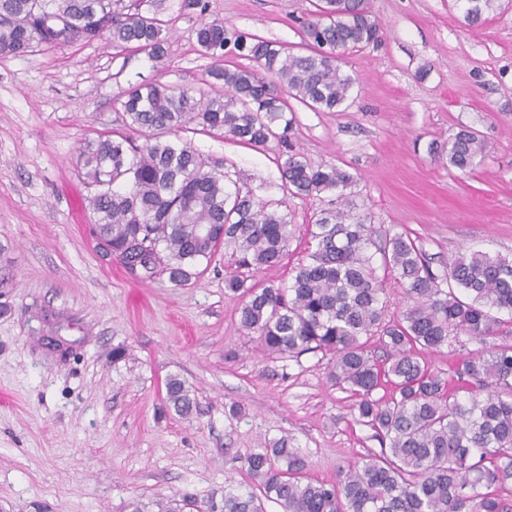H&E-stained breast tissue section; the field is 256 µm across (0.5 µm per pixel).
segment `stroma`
<instances>
[{"mask_svg": "<svg viewBox=\"0 0 512 512\" xmlns=\"http://www.w3.org/2000/svg\"><path fill=\"white\" fill-rule=\"evenodd\" d=\"M206 3L139 0L165 23L157 61L105 35L0 57V512H166L186 496L191 512H209L226 484L252 488L247 454L278 439L321 481L381 451L327 381L326 357L275 359L240 330V300L224 288L230 251L176 288L130 277L97 248L78 148L124 131L122 91L155 82L215 96L217 62L195 42L201 22L221 19L300 54L316 0ZM370 6L383 39L346 51L343 70L356 79L347 109L290 100L293 143L312 164L357 175L373 224L410 235L436 272L467 247L512 255V0L475 27L463 0ZM464 126L488 144L466 175L437 152ZM181 136L251 186L266 184L263 199L288 211L287 256L245 274L258 288L288 283L321 202L279 190L277 142ZM173 374L196 399L190 418L165 405Z\"/></svg>", "mask_w": 512, "mask_h": 512, "instance_id": "obj_1", "label": "stroma"}]
</instances>
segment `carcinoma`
<instances>
[{
  "label": "carcinoma",
  "mask_w": 512,
  "mask_h": 512,
  "mask_svg": "<svg viewBox=\"0 0 512 512\" xmlns=\"http://www.w3.org/2000/svg\"><path fill=\"white\" fill-rule=\"evenodd\" d=\"M465 2V20L476 26L496 0ZM163 27L124 0H0V56L106 33L113 46L157 61L166 52ZM195 36L202 55L225 61L210 71L224 94L205 100L187 88L132 85L119 98L130 133L99 136L80 151L94 187L95 239L141 278L165 274L176 287L199 278V267L223 247L243 268L279 265L292 238L288 214L268 208L223 161L203 159L180 132L193 124L254 148L277 141L279 188L325 198L327 207L310 231L307 261L288 285L252 288L232 274L225 288L242 298L240 324L258 335L267 355L330 356L327 379L354 398L357 420L388 448L338 469L332 482L308 479L307 459L286 439L256 448L246 465L257 490L225 485L220 512H264L265 499L280 512H512L491 491L512 479V344L485 346L501 332L499 314L512 316V257L464 251L435 273L416 240L371 223L356 201L354 175L312 164L290 140L288 99L345 111L355 78L341 69L344 53L380 40L368 0H318L302 22L306 55L219 19L201 24ZM486 150L464 127L448 140V166L467 173ZM380 269L405 291L396 320L386 319ZM461 335L484 347L450 377L432 370L423 353ZM364 336L379 338L385 361ZM165 389L168 407L190 417L194 399L185 382L170 375ZM379 389L384 395L376 398Z\"/></svg>",
  "instance_id": "obj_1"
}]
</instances>
